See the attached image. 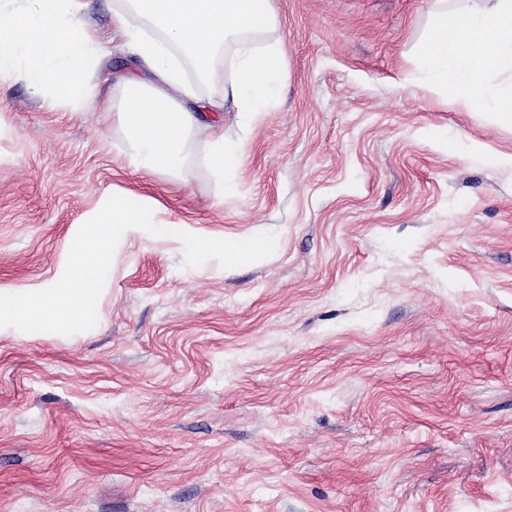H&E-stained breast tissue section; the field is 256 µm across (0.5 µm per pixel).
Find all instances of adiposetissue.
<instances>
[{"mask_svg": "<svg viewBox=\"0 0 512 512\" xmlns=\"http://www.w3.org/2000/svg\"><path fill=\"white\" fill-rule=\"evenodd\" d=\"M437 2L420 53L426 83L465 111L512 123V0H480L462 12ZM18 8L16 22L0 24V83L26 79L51 101L81 111L86 76L102 51L97 33L81 21V0H24ZM112 24L138 67L152 75L125 81L133 92L118 122L130 162L172 176L203 163L223 195L243 144L225 140L223 123L202 125L191 106L202 85L219 79L240 127L251 128L266 111L284 75L269 0H123ZM504 74L506 90L488 98L479 78Z\"/></svg>", "mask_w": 512, "mask_h": 512, "instance_id": "ef3b65f1", "label": "adipose tissue"}]
</instances>
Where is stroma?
<instances>
[{"label": "stroma", "mask_w": 512, "mask_h": 512, "mask_svg": "<svg viewBox=\"0 0 512 512\" xmlns=\"http://www.w3.org/2000/svg\"><path fill=\"white\" fill-rule=\"evenodd\" d=\"M84 111L0 84V292L51 282L102 195L275 252L118 244L98 323L0 334V512H512V125L420 86L434 0H270L285 77L223 198L130 166L118 0Z\"/></svg>", "instance_id": "1"}]
</instances>
